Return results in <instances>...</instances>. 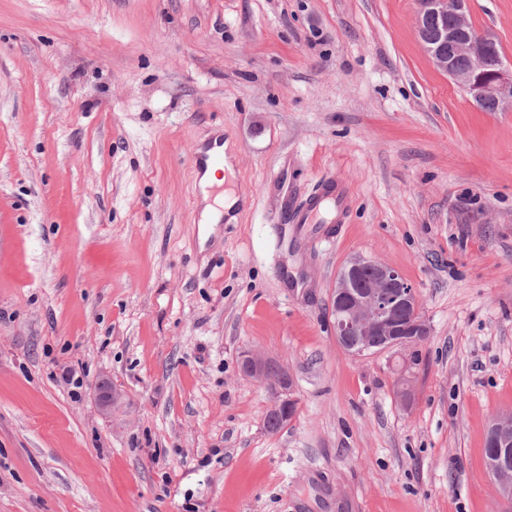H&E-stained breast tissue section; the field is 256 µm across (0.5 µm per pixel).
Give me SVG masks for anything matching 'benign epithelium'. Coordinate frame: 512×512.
Returning <instances> with one entry per match:
<instances>
[{"mask_svg":"<svg viewBox=\"0 0 512 512\" xmlns=\"http://www.w3.org/2000/svg\"><path fill=\"white\" fill-rule=\"evenodd\" d=\"M415 28L433 65L477 107L491 102L498 112H512V66L499 55L498 40L491 31L471 36L469 0H415ZM364 270L372 272L367 286L358 280ZM332 316L336 342L353 357L421 342L431 332L417 289L397 269L371 256L358 255L340 270L332 295ZM271 364L270 359L246 351L241 371L252 381L270 385L272 410L287 412L295 405L291 381L284 377L274 383L267 374ZM507 421V417L494 419L487 439L503 448L494 454L490 473L502 498L511 501L512 456L506 448L512 440L503 436Z\"/></svg>","mask_w":512,"mask_h":512,"instance_id":"1","label":"benign epithelium"}]
</instances>
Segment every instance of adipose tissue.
<instances>
[{
	"instance_id": "1",
	"label": "adipose tissue",
	"mask_w": 512,
	"mask_h": 512,
	"mask_svg": "<svg viewBox=\"0 0 512 512\" xmlns=\"http://www.w3.org/2000/svg\"><path fill=\"white\" fill-rule=\"evenodd\" d=\"M218 152L223 157L222 162L208 163L199 181L203 202L201 221L205 224L218 223L222 215L242 202L235 189L233 154L224 146L219 147Z\"/></svg>"
}]
</instances>
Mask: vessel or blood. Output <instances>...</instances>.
I'll return each mask as SVG.
<instances>
[{"instance_id":"obj_1","label":"vessel or blood","mask_w":512,"mask_h":512,"mask_svg":"<svg viewBox=\"0 0 512 512\" xmlns=\"http://www.w3.org/2000/svg\"><path fill=\"white\" fill-rule=\"evenodd\" d=\"M352 211V195L348 184L339 177L322 179L313 193L287 216L292 224L346 223Z\"/></svg>"}]
</instances>
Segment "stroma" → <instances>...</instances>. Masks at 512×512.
<instances>
[{
	"mask_svg": "<svg viewBox=\"0 0 512 512\" xmlns=\"http://www.w3.org/2000/svg\"><path fill=\"white\" fill-rule=\"evenodd\" d=\"M469 8L512 64V0ZM414 10L0 0V512H512L484 454L512 414V112L434 67ZM217 139L245 201L204 228ZM328 175L349 223H283ZM358 254L417 288L425 341L340 348ZM245 350L292 382L278 433Z\"/></svg>",
	"mask_w": 512,
	"mask_h": 512,
	"instance_id": "1",
	"label": "stroma"
}]
</instances>
